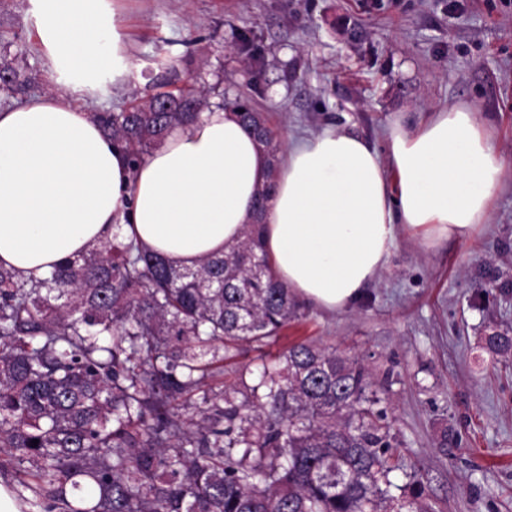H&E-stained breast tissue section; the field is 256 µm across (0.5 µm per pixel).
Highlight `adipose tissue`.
Instances as JSON below:
<instances>
[{"instance_id":"adipose-tissue-1","label":"adipose tissue","mask_w":512,"mask_h":512,"mask_svg":"<svg viewBox=\"0 0 512 512\" xmlns=\"http://www.w3.org/2000/svg\"><path fill=\"white\" fill-rule=\"evenodd\" d=\"M109 0H31L54 90L0 107V266L19 279L110 239L115 229L180 267L223 255L262 224L278 279L328 311L353 306L387 264L398 231L431 247L488 222L503 159L467 107L417 126L394 121L387 148L339 128L292 144L263 212L268 157L235 112L213 107L138 166L84 101L130 74Z\"/></svg>"}]
</instances>
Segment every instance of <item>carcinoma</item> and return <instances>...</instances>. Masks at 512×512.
Here are the masks:
<instances>
[{"label": "carcinoma", "instance_id": "carcinoma-1", "mask_svg": "<svg viewBox=\"0 0 512 512\" xmlns=\"http://www.w3.org/2000/svg\"><path fill=\"white\" fill-rule=\"evenodd\" d=\"M0 89L21 93L26 81ZM168 112L131 100L94 119L132 166L207 92L159 91ZM269 157L262 113L233 106ZM301 306L274 276L256 225L221 258L178 268L131 240H108L28 283L0 267V470L40 512H426L393 494L395 437L371 372L293 342L247 382L216 388L224 361L276 338ZM512 355V332L483 338ZM38 444H32V440Z\"/></svg>", "mask_w": 512, "mask_h": 512}]
</instances>
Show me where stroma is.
I'll use <instances>...</instances> for the list:
<instances>
[{
	"mask_svg": "<svg viewBox=\"0 0 512 512\" xmlns=\"http://www.w3.org/2000/svg\"><path fill=\"white\" fill-rule=\"evenodd\" d=\"M132 71L89 99L121 111L159 83L244 99L280 145L342 127L385 150L390 125L471 107L491 124L505 169L488 224L466 241L400 237L349 310L304 304L267 355L307 340L362 361L377 382L397 460L429 512H512V356L482 338L512 328V0H116ZM26 95L51 89L30 0H0V56Z\"/></svg>",
	"mask_w": 512,
	"mask_h": 512,
	"instance_id": "obj_1",
	"label": "stroma"
}]
</instances>
